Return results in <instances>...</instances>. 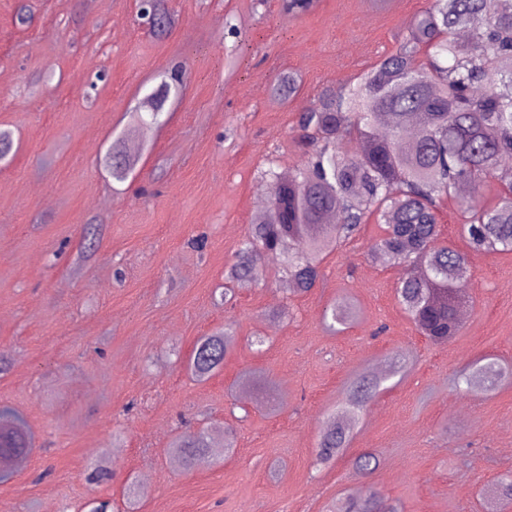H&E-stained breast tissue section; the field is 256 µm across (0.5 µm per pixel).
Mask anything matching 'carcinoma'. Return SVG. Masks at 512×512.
Instances as JSON below:
<instances>
[{
  "mask_svg": "<svg viewBox=\"0 0 512 512\" xmlns=\"http://www.w3.org/2000/svg\"><path fill=\"white\" fill-rule=\"evenodd\" d=\"M288 15L311 12L316 0H284ZM138 17L150 31L166 34L174 14L166 0H139ZM423 126L409 140V124ZM298 145L306 158L288 178L268 170L272 183L270 216L248 225L237 260L225 272L221 300L233 301L235 289L259 280L252 254L262 250L288 255V281L296 294L320 281L321 261L353 238L372 215L386 224L374 241L371 257L384 265H404L420 274L401 277L400 305L420 332L446 342L458 331L450 315L438 322L436 288L449 285L458 299L472 281L467 256L441 242L439 204L460 183L471 193L457 200L465 215L464 236L470 250L512 253V3L509 0H427L394 53L336 89L323 90L313 108L299 113ZM387 131L382 140L376 131ZM370 142L366 152L357 145ZM137 160L125 150L112 158V179L133 176ZM501 186L488 202L484 188ZM336 213L337 222L325 216ZM349 304L325 312L331 330L351 323ZM232 324L200 337L187 360L198 381L224 365L234 346ZM501 374L491 363L477 367L468 388L491 387ZM391 375L362 374L350 384L348 405L323 429L317 458L329 463L343 453L359 413ZM30 434L19 414L0 409V480L26 456ZM207 429L183 433L170 443L171 456L185 469L213 456ZM512 501V479L501 482L488 499L490 512ZM337 512H401L398 503L373 489H356L339 499Z\"/></svg>",
  "mask_w": 512,
  "mask_h": 512,
  "instance_id": "obj_1",
  "label": "carcinoma"
}]
</instances>
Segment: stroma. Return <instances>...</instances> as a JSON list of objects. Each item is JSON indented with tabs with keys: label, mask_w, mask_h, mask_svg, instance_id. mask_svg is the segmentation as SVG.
Returning <instances> with one entry per match:
<instances>
[{
	"label": "stroma",
	"mask_w": 512,
	"mask_h": 512,
	"mask_svg": "<svg viewBox=\"0 0 512 512\" xmlns=\"http://www.w3.org/2000/svg\"><path fill=\"white\" fill-rule=\"evenodd\" d=\"M29 5L34 21L22 25L17 0H0V128L16 145L0 163V354L11 360L0 405L24 415L34 446L0 483V512L90 501L109 512H327L356 486L404 512H485L512 475V253L469 251L454 201L440 205L441 239L467 253L474 277L448 342L420 334L395 296L398 267L370 259L384 234L373 217L323 259L311 292L290 293L276 257L233 307L215 300L254 220L262 170L302 159L298 114L394 52L425 0H392L384 12L369 0H318L298 18L283 0H169L177 23L164 38L139 23L136 0ZM172 64L185 78L160 123L129 130ZM283 72L299 80L287 98L273 91ZM118 139L140 143L123 183L100 160ZM95 219L100 239L72 273ZM197 236L204 251L190 245ZM340 299L355 318L336 334L323 314ZM227 322L235 348L194 381L186 358ZM484 358L499 382L460 391ZM398 360L404 371L364 408L345 452L319 463V436L350 382ZM249 371L276 391L243 390ZM200 425L235 428L236 447L186 472L169 444ZM367 450L379 464L361 474L354 460ZM101 465L111 480L89 481ZM131 483L141 487L134 506Z\"/></svg>",
	"instance_id": "stroma-1"
}]
</instances>
